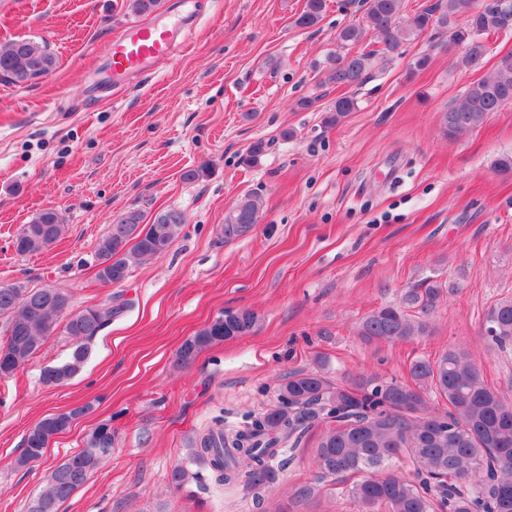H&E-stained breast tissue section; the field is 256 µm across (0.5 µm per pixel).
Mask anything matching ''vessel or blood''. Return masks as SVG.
Here are the masks:
<instances>
[{"label": "vessel or blood", "mask_w": 512, "mask_h": 512, "mask_svg": "<svg viewBox=\"0 0 512 512\" xmlns=\"http://www.w3.org/2000/svg\"><path fill=\"white\" fill-rule=\"evenodd\" d=\"M178 46L176 37L161 31L156 25L135 26L126 36L111 44L112 72L122 76L144 69L173 56Z\"/></svg>", "instance_id": "b4317fda"}]
</instances>
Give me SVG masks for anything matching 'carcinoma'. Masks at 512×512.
I'll use <instances>...</instances> for the list:
<instances>
[{
    "label": "carcinoma",
    "instance_id": "obj_1",
    "mask_svg": "<svg viewBox=\"0 0 512 512\" xmlns=\"http://www.w3.org/2000/svg\"><path fill=\"white\" fill-rule=\"evenodd\" d=\"M163 2L128 0L127 7L148 15L162 8ZM325 8L326 0H305L296 23L307 28L317 25ZM362 9V19L336 35V51L327 58L326 84L350 86L368 74L378 51L352 49L369 31L385 53L427 32L445 34L449 44L463 49L460 61L468 67L482 64L485 38L512 32V4L501 0H438L409 16L404 0H363ZM56 67L55 54L33 40H15L0 49V81L9 84L25 85L35 80V72L46 76ZM508 104H512V54L442 114V131L454 138ZM356 108L354 97L340 96L324 123L337 126ZM267 147L263 140L253 142L243 163H258ZM261 211L260 197L239 200L224 215V240L249 234ZM183 223V213L174 208L158 212L150 224L144 223L137 209L121 213L97 242L96 278L106 286L124 283L133 264L168 252ZM61 231L60 213L42 209L17 233L15 250L24 256L36 254L55 243ZM442 292V284L430 278L408 289L399 302L367 315L359 336L367 343L395 344L431 335V314ZM70 304L71 294L64 288H32L24 281L0 285V378L14 375L30 361L57 332L58 319L64 315L70 354L54 372L41 373V381L46 386L65 384L83 368L95 338L128 307L120 294L75 313L69 311ZM244 316V310H227L216 317L183 342L177 364L187 366L205 349L239 336ZM485 332L497 347L512 345L511 297L489 308ZM408 372V382L358 374L336 384L319 371L295 373L280 387L277 403L250 425L226 432L220 420L195 437L186 462L172 469L169 489L177 493L198 479L190 465H199L209 470L219 487L243 481L252 491L254 507L261 509L276 480L273 462L285 451L291 460L310 445L315 448L317 474L299 487L300 498L334 485L357 512H512V403L505 400L504 391L489 385L481 368L460 347L435 358L419 357ZM91 409L84 404L36 423L10 466L23 470L40 461L53 435L67 431ZM111 455L112 425L101 422L85 436L83 448L53 469L28 512H59L60 505Z\"/></svg>",
    "mask_w": 512,
    "mask_h": 512
}]
</instances>
